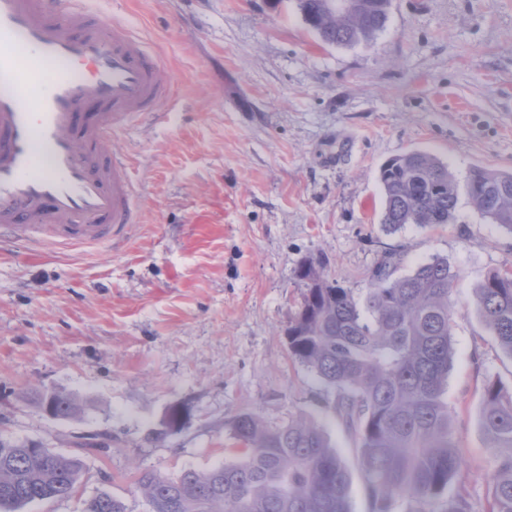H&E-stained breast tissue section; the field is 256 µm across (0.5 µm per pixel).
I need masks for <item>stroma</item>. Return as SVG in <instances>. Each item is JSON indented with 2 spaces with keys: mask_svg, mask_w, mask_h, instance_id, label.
I'll return each instance as SVG.
<instances>
[{
  "mask_svg": "<svg viewBox=\"0 0 512 512\" xmlns=\"http://www.w3.org/2000/svg\"><path fill=\"white\" fill-rule=\"evenodd\" d=\"M124 22L171 69L159 116L125 123L139 222L118 245L0 251V438L82 457L75 496L23 512H83L106 490L149 512L136 469L174 477L234 460L240 413L269 425L321 424L352 473L351 510L369 512L353 435L285 335L309 257L363 294L386 252L401 273L447 258L454 357L446 399L465 464L457 481L484 504L491 469L477 412L487 380L512 388L473 289L512 268V234L476 210L477 166L512 172V0H391L374 43L322 44L295 0H86ZM422 150L458 186L456 219L387 233L379 169ZM63 391L71 419L35 393ZM187 424L152 440L169 407ZM112 440L85 451L83 435Z\"/></svg>",
  "mask_w": 512,
  "mask_h": 512,
  "instance_id": "35a3bbf8",
  "label": "stroma"
}]
</instances>
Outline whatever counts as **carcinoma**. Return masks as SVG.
Instances as JSON below:
<instances>
[{"mask_svg": "<svg viewBox=\"0 0 512 512\" xmlns=\"http://www.w3.org/2000/svg\"><path fill=\"white\" fill-rule=\"evenodd\" d=\"M329 0H297L325 44L370 45L386 25L390 0H353L333 13ZM382 224L430 227L455 218L457 186L448 166L422 151L380 168ZM467 193L482 216L512 233V174L473 169ZM403 261L386 253L363 297L328 279L323 262L298 267L302 301L288 324V354L334 395V411L354 436L371 512H476L464 487L455 413L445 391L454 352L453 283L448 261L433 257L397 276ZM476 311L496 348L512 359V269L487 273L475 288ZM56 419L80 404L54 394ZM479 423L491 451L486 512H512V391L496 383L482 394ZM240 458L168 477L138 469L134 485L150 512H351L349 468L324 429L299 415L270 426L244 412L231 423ZM84 471L78 456L0 439V512L72 497ZM84 512H127L102 491Z\"/></svg>", "mask_w": 512, "mask_h": 512, "instance_id": "cac0c4a2", "label": "carcinoma"}]
</instances>
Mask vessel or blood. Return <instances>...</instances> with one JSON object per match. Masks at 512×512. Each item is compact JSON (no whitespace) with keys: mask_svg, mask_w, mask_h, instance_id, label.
<instances>
[{"mask_svg":"<svg viewBox=\"0 0 512 512\" xmlns=\"http://www.w3.org/2000/svg\"><path fill=\"white\" fill-rule=\"evenodd\" d=\"M171 86L158 55L83 0H0V232L48 247L124 238L136 193L107 145Z\"/></svg>","mask_w":512,"mask_h":512,"instance_id":"1","label":"vessel or blood"}]
</instances>
